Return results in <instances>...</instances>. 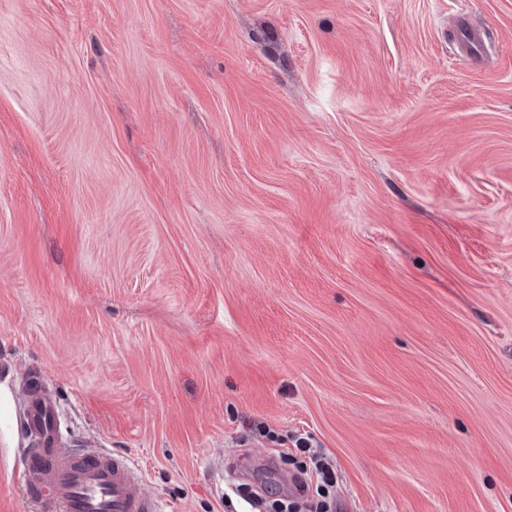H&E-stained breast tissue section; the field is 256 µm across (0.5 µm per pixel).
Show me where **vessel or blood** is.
<instances>
[{"instance_id":"obj_1","label":"vessel or blood","mask_w":512,"mask_h":512,"mask_svg":"<svg viewBox=\"0 0 512 512\" xmlns=\"http://www.w3.org/2000/svg\"><path fill=\"white\" fill-rule=\"evenodd\" d=\"M22 431L29 442L23 466L36 512H160L141 493L139 469L126 457L95 448L63 447L54 404L31 382L20 394Z\"/></svg>"}]
</instances>
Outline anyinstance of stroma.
<instances>
[{
    "label": "stroma",
    "mask_w": 512,
    "mask_h": 512,
    "mask_svg": "<svg viewBox=\"0 0 512 512\" xmlns=\"http://www.w3.org/2000/svg\"><path fill=\"white\" fill-rule=\"evenodd\" d=\"M34 374L163 512L298 434L339 512H512V0H0V512Z\"/></svg>",
    "instance_id": "obj_1"
}]
</instances>
